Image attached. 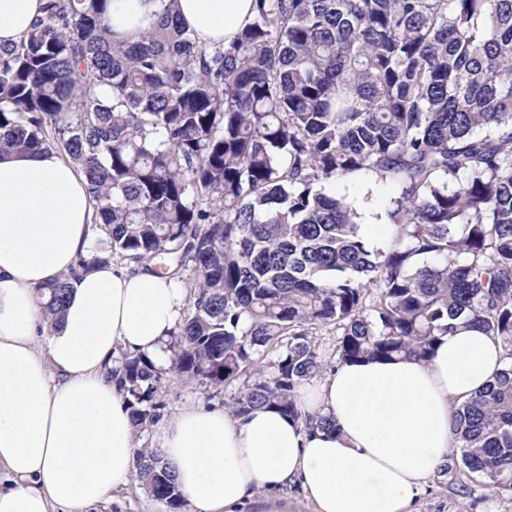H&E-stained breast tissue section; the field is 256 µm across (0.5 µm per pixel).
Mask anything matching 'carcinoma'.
<instances>
[{
  "mask_svg": "<svg viewBox=\"0 0 512 512\" xmlns=\"http://www.w3.org/2000/svg\"><path fill=\"white\" fill-rule=\"evenodd\" d=\"M111 0H47L0 47V151L47 149L80 169L106 238L35 292L61 321L72 281L121 259L199 272L169 332L170 370L242 417L272 408L324 428L300 386L336 325L341 363L428 361L457 321L498 338L503 367L456 404L463 466L512 491V0H253L229 44H197L160 0L133 39ZM396 185L387 251L329 180ZM419 257L432 261L417 264ZM161 367L128 353L117 391L141 432L161 417ZM133 478L180 512L156 448Z\"/></svg>",
  "mask_w": 512,
  "mask_h": 512,
  "instance_id": "obj_1",
  "label": "carcinoma"
}]
</instances>
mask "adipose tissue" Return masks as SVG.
I'll return each instance as SVG.
<instances>
[{"mask_svg": "<svg viewBox=\"0 0 512 512\" xmlns=\"http://www.w3.org/2000/svg\"><path fill=\"white\" fill-rule=\"evenodd\" d=\"M46 0H0V44L20 42ZM252 0H178L199 43H229ZM159 0H112L111 25L137 36ZM84 175L55 151L0 153V512H81L128 485L134 428L111 379L118 349L164 362L187 294L175 278L113 263L73 287L63 319L39 329L38 286L91 250ZM502 366L494 337L457 328L428 362L341 364L307 393L312 430L273 409L235 418L189 407L165 421L163 458L194 512H236L257 489L302 485L314 512H412L422 480L444 470L454 403Z\"/></svg>", "mask_w": 512, "mask_h": 512, "instance_id": "obj_1", "label": "adipose tissue"}]
</instances>
